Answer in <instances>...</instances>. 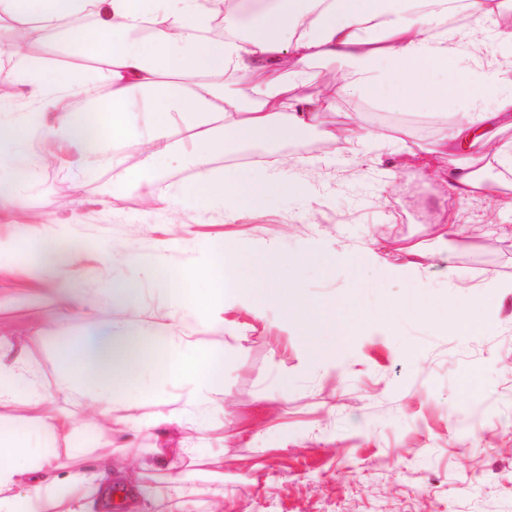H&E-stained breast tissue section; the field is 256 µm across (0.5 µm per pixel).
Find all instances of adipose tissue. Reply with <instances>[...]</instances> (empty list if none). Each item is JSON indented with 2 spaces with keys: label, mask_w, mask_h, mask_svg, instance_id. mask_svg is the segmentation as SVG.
I'll list each match as a JSON object with an SVG mask.
<instances>
[{
  "label": "adipose tissue",
  "mask_w": 512,
  "mask_h": 512,
  "mask_svg": "<svg viewBox=\"0 0 512 512\" xmlns=\"http://www.w3.org/2000/svg\"><path fill=\"white\" fill-rule=\"evenodd\" d=\"M506 0H267L248 38L233 30L236 0H0V17L54 24L82 14L97 18L81 37L86 54L107 61L97 79L110 88L93 114L58 107L60 95L82 82L75 73L46 78L39 66L25 65L18 79L30 86L39 105L37 127L0 118V156L18 169L37 162L35 139L74 149V167L85 171L105 162L119 167L115 145L129 139L142 146L141 177L155 171L162 158L194 168L191 185L173 194L195 202L226 207L229 216L248 212L271 194L303 196L306 184L287 179L286 169L304 164L301 156L271 169L237 168L216 178L211 164L227 142L274 144L290 135L320 128L330 141L362 145L373 131L356 119L343 126L323 123L325 106L340 98L377 97L383 81L394 84L405 105L428 100L444 110L450 99L467 98L469 107L454 113L433 141L410 151L417 157L420 179L440 178L459 200L475 196L494 200L493 185L479 178L481 160L512 173V56L484 63L472 48L493 23L500 38L512 43V7ZM223 36H215L216 23ZM335 69L337 80L322 96L294 97L290 86L308 79L309 63ZM443 80H434V72ZM245 76L249 92L237 88ZM492 108H485V101ZM179 123L181 137L171 140L169 127ZM276 256H261L241 243L218 254L206 268L211 286L200 293L198 276L184 273L171 290V319L190 308L210 311L209 320L192 328L194 343L180 336L156 338L151 326L109 324L66 345L60 359L73 374L58 392L69 397L84 389L94 401L112 404L113 385H130L149 368L193 383L195 394L179 420L200 423L216 400L214 374L224 352L198 342L199 334L218 325L224 307H253L278 300L285 318L297 315L287 302ZM261 267L264 280L252 271ZM26 400L34 407L25 434L0 418V512H87V499L102 488L96 470L62 471L53 448H34L31 433L46 431L54 440L71 442L76 426L58 412L54 400L38 387L22 359L0 360V406ZM34 453L36 462L14 465L16 456Z\"/></svg>",
  "instance_id": "obj_1"
}]
</instances>
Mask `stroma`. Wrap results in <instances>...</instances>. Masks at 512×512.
Returning a JSON list of instances; mask_svg holds the SVG:
<instances>
[{"label": "stroma", "mask_w": 512, "mask_h": 512, "mask_svg": "<svg viewBox=\"0 0 512 512\" xmlns=\"http://www.w3.org/2000/svg\"><path fill=\"white\" fill-rule=\"evenodd\" d=\"M24 58L50 77L69 70L90 80L103 68L64 31L0 32V102L18 119L36 110L29 86L12 78ZM352 113L368 125L389 117L390 142L338 145L314 130L273 145L236 143L216 156L219 171L251 156L307 159L293 172L307 196H272L232 219L218 207L168 199L171 186L192 181L187 165L170 160L152 179H137L133 140L119 148L121 170L104 165L78 184L68 169L74 153L61 145L37 144L40 160L24 172L0 162V189L18 195L0 208V238L20 246L0 267V293L16 297L0 307V336L47 395L57 393L59 350L87 325L63 313L64 289L37 277L33 236L49 227L76 294L92 298L112 280L137 279L138 314L101 304L98 323L137 321L160 336L183 335L208 314L169 317L173 278L208 267L240 241L282 258L283 279L310 302L349 295L379 315L327 358L313 350L317 337L301 335L279 306L225 309L223 331L205 337L224 349L206 432L151 428L194 389L155 370L113 389L112 414L124 424L110 435L88 426L86 400L58 398L88 449L82 465L108 455L117 467L171 475L193 512H512V189L496 202H462L477 237L441 236L444 185L419 180L403 161L408 146L430 141L444 114L425 102L402 108L388 85L377 100H337L325 119L339 123ZM410 246L433 255L411 261ZM136 252L162 261L141 274L131 262ZM490 276L499 285L483 291L481 325L467 333L444 327L462 285ZM415 289L426 313L398 306Z\"/></svg>", "instance_id": "1"}]
</instances>
